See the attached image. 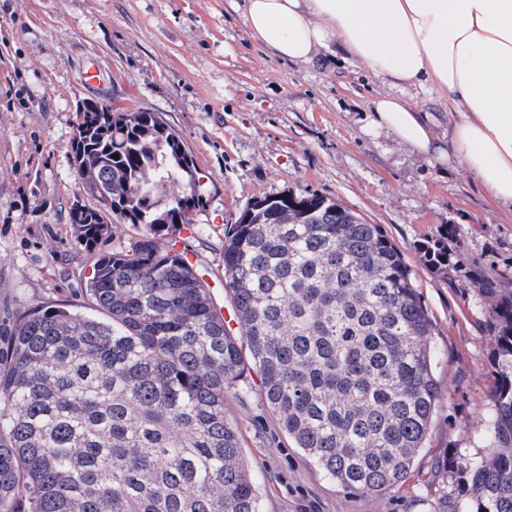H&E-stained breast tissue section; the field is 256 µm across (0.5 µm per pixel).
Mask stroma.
Here are the masks:
<instances>
[{
  "label": "stroma",
  "mask_w": 512,
  "mask_h": 512,
  "mask_svg": "<svg viewBox=\"0 0 512 512\" xmlns=\"http://www.w3.org/2000/svg\"><path fill=\"white\" fill-rule=\"evenodd\" d=\"M242 0H0V327L36 306L93 314L83 283L95 256L68 212L85 199L70 142L78 106L104 102L162 118L199 170L202 200L186 243L215 304L233 306L219 275L224 229L247 203L280 194L335 199L379 225L412 270L437 334V412L413 472L375 494L341 489L295 447L257 390L228 396L263 512H436L456 504L449 457L484 453L493 350L480 276L512 288V210L463 166L413 153L367 127L368 104L390 94L424 106L448 130L438 94L398 88L343 54L275 57L245 25ZM95 62L106 89L86 85ZM442 243L456 272L428 264Z\"/></svg>",
  "instance_id": "1"
}]
</instances>
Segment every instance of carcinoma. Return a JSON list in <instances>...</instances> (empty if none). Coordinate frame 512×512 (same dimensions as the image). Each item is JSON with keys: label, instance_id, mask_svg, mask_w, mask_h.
<instances>
[{"label": "carcinoma", "instance_id": "cac0c4a2", "mask_svg": "<svg viewBox=\"0 0 512 512\" xmlns=\"http://www.w3.org/2000/svg\"><path fill=\"white\" fill-rule=\"evenodd\" d=\"M94 121L70 144L77 169H99L83 188L100 201L112 191L109 216L143 232L92 264L84 289L98 315L34 307L0 337V512H261L224 411L249 371L288 438L343 490L403 482L439 400L435 325L379 225L318 194L247 204L224 229L235 335L175 249L200 203L192 156L155 112ZM290 203L306 223L270 221ZM104 219L96 208L69 215L83 249L112 234ZM424 256L455 270L445 246ZM478 288L493 411L487 451L450 460L463 493L454 512H512V290L484 276Z\"/></svg>", "mask_w": 512, "mask_h": 512}]
</instances>
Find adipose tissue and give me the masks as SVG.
<instances>
[{"mask_svg": "<svg viewBox=\"0 0 512 512\" xmlns=\"http://www.w3.org/2000/svg\"><path fill=\"white\" fill-rule=\"evenodd\" d=\"M243 17L280 58L306 62L337 47L388 84L438 90L447 135L430 112L387 95L371 101L369 128L466 166L512 209V0H244Z\"/></svg>", "mask_w": 512, "mask_h": 512, "instance_id": "obj_1", "label": "adipose tissue"}]
</instances>
